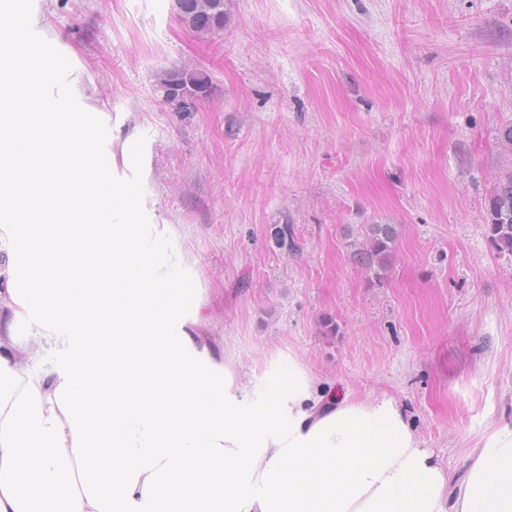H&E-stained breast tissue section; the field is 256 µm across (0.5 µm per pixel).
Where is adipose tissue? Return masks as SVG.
I'll return each mask as SVG.
<instances>
[{
    "label": "adipose tissue",
    "mask_w": 512,
    "mask_h": 512,
    "mask_svg": "<svg viewBox=\"0 0 512 512\" xmlns=\"http://www.w3.org/2000/svg\"><path fill=\"white\" fill-rule=\"evenodd\" d=\"M41 21L0 30V512H512L511 424L456 480L394 398L203 340L208 287L130 160L138 118L67 88V48L45 113L16 97Z\"/></svg>",
    "instance_id": "1"
}]
</instances>
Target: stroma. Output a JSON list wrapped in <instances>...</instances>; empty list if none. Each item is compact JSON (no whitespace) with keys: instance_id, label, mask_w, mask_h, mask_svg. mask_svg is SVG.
<instances>
[{"instance_id":"obj_1","label":"stroma","mask_w":512,"mask_h":512,"mask_svg":"<svg viewBox=\"0 0 512 512\" xmlns=\"http://www.w3.org/2000/svg\"><path fill=\"white\" fill-rule=\"evenodd\" d=\"M77 88L134 113L158 212L210 288L208 335L243 368L296 355L325 394L393 396L451 473L512 422V255L489 200L512 165V0H224L197 36L174 0H25ZM191 66L208 98L154 92ZM294 225L298 248L272 231ZM397 230L386 276L350 243Z\"/></svg>"}]
</instances>
